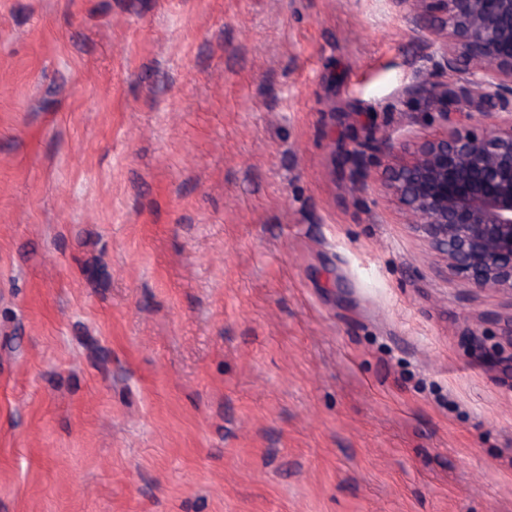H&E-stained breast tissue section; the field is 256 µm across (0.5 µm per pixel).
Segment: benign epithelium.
Segmentation results:
<instances>
[{
    "instance_id": "obj_1",
    "label": "benign epithelium",
    "mask_w": 512,
    "mask_h": 512,
    "mask_svg": "<svg viewBox=\"0 0 512 512\" xmlns=\"http://www.w3.org/2000/svg\"><path fill=\"white\" fill-rule=\"evenodd\" d=\"M409 3L444 12L437 29L420 11L414 19L463 82L413 89L445 106L446 132L417 142L406 157L376 138L387 158L382 187L454 277L512 297V0H397ZM462 101L484 117L482 133L471 128L473 113L446 110Z\"/></svg>"
}]
</instances>
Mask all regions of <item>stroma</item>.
Listing matches in <instances>:
<instances>
[{
    "mask_svg": "<svg viewBox=\"0 0 512 512\" xmlns=\"http://www.w3.org/2000/svg\"><path fill=\"white\" fill-rule=\"evenodd\" d=\"M446 78L395 0H0V512H512V297L356 151Z\"/></svg>",
    "mask_w": 512,
    "mask_h": 512,
    "instance_id": "obj_1",
    "label": "stroma"
}]
</instances>
